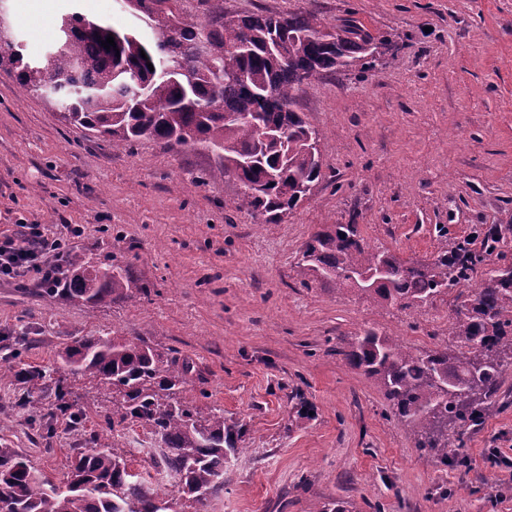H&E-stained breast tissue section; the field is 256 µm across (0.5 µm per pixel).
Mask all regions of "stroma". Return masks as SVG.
Listing matches in <instances>:
<instances>
[{"label": "stroma", "mask_w": 512, "mask_h": 512, "mask_svg": "<svg viewBox=\"0 0 512 512\" xmlns=\"http://www.w3.org/2000/svg\"><path fill=\"white\" fill-rule=\"evenodd\" d=\"M28 59L81 12L145 30L120 0H0ZM311 13L350 19L383 39L373 68L323 76L294 92V108L322 134L324 176L275 224L241 209L235 178L215 182L205 148L141 140L120 149L67 124L37 94H20L0 67V237L18 219L56 232L90 265L121 253L147 293L88 307L43 295L34 281L0 280V364L22 326V360L52 364L66 342L114 332L146 336L189 363L186 397L239 419L250 452L233 460L209 512H308L349 502L353 512H512V373L476 426L464 427V465L445 467L416 446L376 383L338 347L362 326L416 349L449 343L454 296L410 312L350 291L302 283L299 251L325 224L359 225L371 243L430 261L459 244L499 249L465 283L512 263V0H224V12ZM67 385L89 429L112 412V393L85 377ZM21 380L0 381V439L40 472L63 480L73 444L36 436L55 402L15 408Z\"/></svg>", "instance_id": "obj_1"}]
</instances>
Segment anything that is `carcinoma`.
Returning <instances> with one entry per match:
<instances>
[{
	"mask_svg": "<svg viewBox=\"0 0 512 512\" xmlns=\"http://www.w3.org/2000/svg\"><path fill=\"white\" fill-rule=\"evenodd\" d=\"M185 2L137 0L148 36L73 13L51 72L20 48L13 56L0 52V64L12 67L22 91L52 94L67 123L114 148L140 139L205 146L218 159L210 177L236 178L244 187L239 207L274 224L322 178V135L292 109L293 86L375 62L383 40L352 20L326 32L307 12L228 17L221 0H202L212 15L204 24ZM109 35L116 47L106 49L101 42ZM112 260L92 268L69 252V274L43 292L90 307L134 296L129 267ZM482 261L464 246L441 250L430 262L409 261L368 244L357 224H328L305 243L297 267L308 288L354 289L380 305L417 309L459 286ZM448 333L451 347L417 351L365 325L339 351L380 387L397 420L418 437L417 447L444 466L458 463L459 428L482 420L512 367V264L490 270L481 287L463 296ZM58 360L61 367L51 369L0 366V379L28 384L16 406L26 408L63 369L112 389V417L86 434L82 413L57 385L51 416L65 419V432L90 448L57 482L0 444V512H181L177 493L192 499L196 512H208L224 492L227 464L250 449L241 445L244 426L224 409L182 397L190 367H171L146 336L109 332L72 341ZM134 422L149 426L172 490L132 471L119 428Z\"/></svg>",
	"mask_w": 512,
	"mask_h": 512,
	"instance_id": "carcinoma-1",
	"label": "carcinoma"
}]
</instances>
